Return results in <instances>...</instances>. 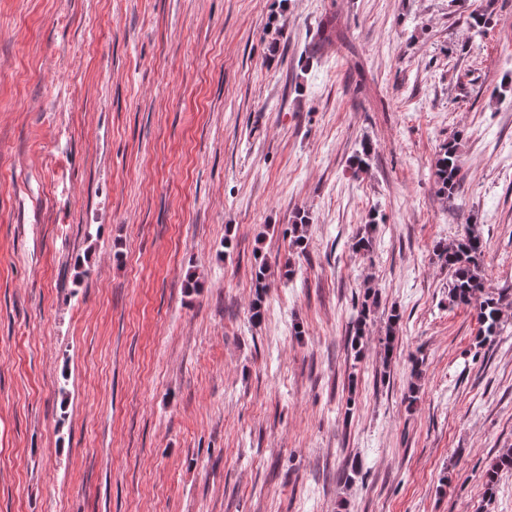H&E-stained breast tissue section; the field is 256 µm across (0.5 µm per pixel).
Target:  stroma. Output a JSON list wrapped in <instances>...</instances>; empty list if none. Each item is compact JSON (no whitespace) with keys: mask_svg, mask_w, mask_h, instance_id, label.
Wrapping results in <instances>:
<instances>
[{"mask_svg":"<svg viewBox=\"0 0 512 512\" xmlns=\"http://www.w3.org/2000/svg\"><path fill=\"white\" fill-rule=\"evenodd\" d=\"M510 446L512 0H0V512H512ZM460 165L461 149L458 140L442 144L434 161V176L438 194L448 196L455 192ZM485 249L486 241L470 225L457 242L440 247L439 257L451 273L449 302L473 306L484 334L494 336L501 323V307L494 297H483L486 278L479 261Z\"/></svg>","mask_w":512,"mask_h":512,"instance_id":"obj_1","label":"stroma"}]
</instances>
